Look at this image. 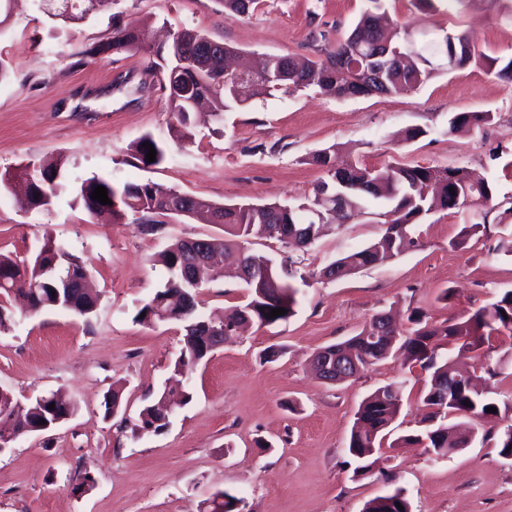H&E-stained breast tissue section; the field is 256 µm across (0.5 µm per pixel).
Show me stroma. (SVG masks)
<instances>
[{
	"mask_svg": "<svg viewBox=\"0 0 512 512\" xmlns=\"http://www.w3.org/2000/svg\"><path fill=\"white\" fill-rule=\"evenodd\" d=\"M389 14L411 30L470 33L479 52L512 58V20L480 5L457 16L425 13L412 0H386ZM366 0H261L249 15L226 18L221 0H115L82 19L50 15L42 0H0V253L30 258L45 240L79 257L99 304L92 318L34 312L14 304L0 332V390L21 401L53 392L78 411L47 431L17 438L0 451V512H203L216 493L243 500V512H362L370 499L402 490L411 512H512V460L495 441L505 422L474 417L473 443L437 459L420 448L382 442L371 468L353 473L347 446L355 413L380 386L403 381L391 435L421 428L427 375L391 357L340 384L319 380L311 358L358 333L387 311L406 322L413 309L440 324L489 305L512 289V82L485 64L440 72L389 96L334 98L303 89L251 99L223 121L199 116L190 140L171 137L163 75L141 52L94 55L90 49L117 27L147 25L164 33L189 28L235 48L244 58L318 52L311 35L342 38ZM491 112L489 126L449 132L461 113ZM420 135L408 139L407 133ZM162 139L165 161L137 167L131 151L145 134ZM335 147L340 159L372 169L464 167L494 187L497 209L487 229L460 241L473 215L439 211L415 228L416 249L387 263L330 281L322 269L375 242L380 224L362 217L329 228L308 250L293 316L253 327L215 349L183 382L192 401L176 408L159 432L134 427L140 410L159 398L174 375L183 330L174 322L146 325L138 308L161 287L156 255L174 238L220 237L224 228L169 218L152 234L136 225L90 215L66 187L46 210L22 209L5 180L24 165L65 155L71 178L92 175L153 181L219 203H300L323 178L310 163ZM198 311L223 313L248 300L224 278L203 288ZM279 349L266 361L269 348ZM442 354L463 370L494 368L496 400L512 403V333L461 352ZM122 407L105 413L111 388ZM91 488H82L84 475Z\"/></svg>",
	"mask_w": 512,
	"mask_h": 512,
	"instance_id": "stroma-1",
	"label": "stroma"
}]
</instances>
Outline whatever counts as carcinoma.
Masks as SVG:
<instances>
[{"label": "carcinoma", "mask_w": 512, "mask_h": 512, "mask_svg": "<svg viewBox=\"0 0 512 512\" xmlns=\"http://www.w3.org/2000/svg\"><path fill=\"white\" fill-rule=\"evenodd\" d=\"M487 1L512 20V0H413L416 8L423 11L445 9L455 13ZM221 2L229 17L245 16L258 4V0ZM369 2L372 9L361 16L347 38L331 45L327 43L326 35L320 34L321 41L325 42V47L319 49L323 58L300 62L288 54L261 60L260 69L281 73L277 86L259 77L250 83L239 81L235 72L226 69V60L233 56L234 51L212 39L208 40L205 50H199L198 41L205 35L191 29L175 32L172 44L161 48L149 43L144 30L119 27L114 30L112 40L100 43L91 52L147 51L155 56L159 60L158 67L166 72L169 111L176 121L178 138L184 141L192 136V114L196 109L189 103L191 99L209 103L213 115L221 119L227 108L244 105L255 96L269 95L275 90L286 95L314 87L325 94L344 96L350 90L352 78L349 64L356 61L367 68L372 64L371 57L386 47L400 49L402 62L394 71L386 72L383 81L364 89L365 95H388L400 85L420 86L443 70L451 71L471 62L487 60L477 51L471 37L461 30H426L413 36L401 31V26L395 21L388 20L379 25L376 12L381 10L384 0ZM493 121L491 112L458 114L449 122L448 131L470 124L490 125ZM145 143L156 150L153 163L146 161L148 149L143 147ZM132 151L141 168L156 166L165 158L161 141L151 134L137 140ZM311 163L322 168L327 179L319 182L313 197L297 205L277 202L223 204L176 189H163L150 181H127L119 185L98 175L78 182L76 200L90 214L106 215L115 222L126 220L137 225L143 233L157 231L162 225L160 218L172 216L171 208L180 200L191 201L192 215L222 220L225 237L221 239V245L226 250L236 247L239 263L250 270L251 278H240L248 290V301L228 319L214 321L199 317L197 307H186V300L197 298L199 289L224 278V271L199 264L193 269L192 277H184L189 261L185 239L172 241L158 254L157 261L165 267L168 278L138 312L145 313L140 319L142 323L174 321L182 325L183 347L175 361V368L181 372L192 371L207 357L206 344L200 336L201 328L207 325L222 328L227 339L249 325L270 326L294 314L298 289L293 286V281L297 279L298 266L304 261L303 252L320 237L323 228L320 214L324 209L319 196L341 194L343 213L337 217H325L328 223L336 219H357L366 214L372 201L382 204V211L376 213L383 226L380 238L324 267L340 278L394 259L416 247L417 238L412 234V226L435 208L472 209L484 220L492 210L493 187L485 180L474 181L462 167L416 165L375 170L351 165L340 173L335 170L329 148L313 154ZM67 170V159L61 154L34 167L31 173L19 170L16 177L30 179L24 206L48 209L65 188ZM97 186L107 189L108 198H117L119 207L103 205L92 199L91 194ZM452 188L455 189L453 194L450 193ZM254 239L275 240L288 254L278 261L253 253L248 244ZM83 272L84 266L78 257L50 242L41 245L28 260L17 261L0 254V331L9 329L13 322L9 303L16 285L29 286L30 304L35 311L63 309L74 313L80 310L87 316L91 315L97 306V296L69 282L70 274ZM276 308H284L287 313L277 318L269 316ZM375 322L376 319H371L360 332L341 343L328 345L326 349L345 347L356 351L358 368L349 369V377L385 359L396 346L428 373L424 403L429 414L425 425L413 434L399 437L394 446L422 448L438 459L445 458L448 449L463 448L474 437L464 418L484 415L488 407H501L505 415L512 412L511 405L498 404L488 396V392L469 389L449 361L439 354L443 340L474 346L485 336L501 331L512 333V290L504 292L496 302L486 307L439 325L428 323L423 312L414 310L410 316L413 327L407 332L394 327L373 340L371 335ZM403 385L404 382L400 381L381 386L360 404L348 442V453L355 464L354 474H364L368 470L367 459L375 448L381 447L383 433L399 412ZM52 403L55 409L50 410L48 405ZM75 412L74 402L56 394L21 404L13 394L1 391L0 437L5 431L14 440L39 433L42 421L71 417ZM162 413V408L147 405L140 410L135 426L161 431L167 426ZM497 447L500 457L512 458V424L498 436ZM240 502L242 499L226 493L223 501H211L209 512H240ZM363 512H410V504L398 490L369 500Z\"/></svg>", "instance_id": "1"}]
</instances>
